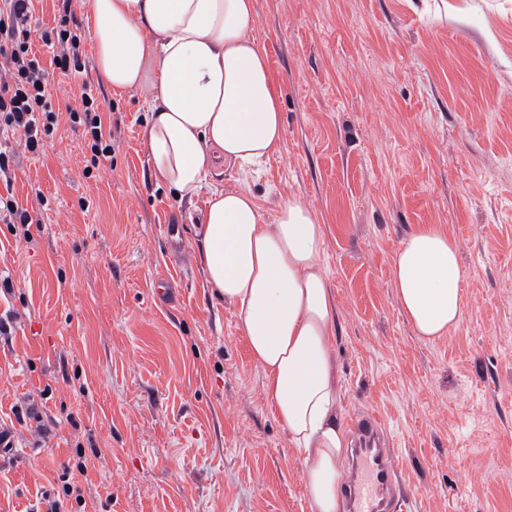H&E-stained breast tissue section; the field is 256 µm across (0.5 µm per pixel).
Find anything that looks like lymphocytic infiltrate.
Here are the masks:
<instances>
[{
  "instance_id": "f902f5d3",
  "label": "lymphocytic infiltrate",
  "mask_w": 512,
  "mask_h": 512,
  "mask_svg": "<svg viewBox=\"0 0 512 512\" xmlns=\"http://www.w3.org/2000/svg\"><path fill=\"white\" fill-rule=\"evenodd\" d=\"M73 0H58L56 27L43 30L42 42L54 52L53 62L66 74H79L86 68L83 37ZM33 0H0V222L29 224L33 217L13 195L15 151L9 140L17 135L25 151L38 154L47 137L59 124L46 90L45 70L31 49L30 34ZM102 102L90 82L81 85L80 108L68 109L71 123L84 125L92 137L91 168L112 159V133L105 130Z\"/></svg>"
}]
</instances>
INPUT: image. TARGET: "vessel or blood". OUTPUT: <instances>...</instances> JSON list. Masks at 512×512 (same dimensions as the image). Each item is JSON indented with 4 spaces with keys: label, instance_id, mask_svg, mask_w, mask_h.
<instances>
[{
    "label": "vessel or blood",
    "instance_id": "vessel-or-blood-1",
    "mask_svg": "<svg viewBox=\"0 0 512 512\" xmlns=\"http://www.w3.org/2000/svg\"><path fill=\"white\" fill-rule=\"evenodd\" d=\"M358 446L348 483L349 512H413L410 498L400 490V471L391 449L382 445L374 416L352 420Z\"/></svg>",
    "mask_w": 512,
    "mask_h": 512
}]
</instances>
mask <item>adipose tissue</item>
I'll return each mask as SVG.
<instances>
[{
  "label": "adipose tissue",
  "instance_id": "1",
  "mask_svg": "<svg viewBox=\"0 0 512 512\" xmlns=\"http://www.w3.org/2000/svg\"><path fill=\"white\" fill-rule=\"evenodd\" d=\"M99 77L144 92L148 162L177 200L207 192L200 259L209 287L234 307L266 396L306 463L314 512H340L351 442L338 408L334 303L321 265L326 231L286 200L267 222L247 188L209 186L213 171L246 172L284 138L280 90L254 37V0H86ZM463 270L454 241L423 225L399 244L393 285L416 335L458 327Z\"/></svg>",
  "mask_w": 512,
  "mask_h": 512
}]
</instances>
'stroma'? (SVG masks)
Listing matches in <instances>:
<instances>
[{"mask_svg":"<svg viewBox=\"0 0 512 512\" xmlns=\"http://www.w3.org/2000/svg\"><path fill=\"white\" fill-rule=\"evenodd\" d=\"M254 2L284 141L249 179L220 168L211 185L245 181L267 221L297 199L324 224L341 420L380 419L415 512H512V0ZM32 49L54 107L99 84L94 57L74 77ZM107 100L111 167L85 175L89 139L60 124L13 187L48 207L0 223V512L46 493L67 512H313L238 315L205 285V199L155 182L141 94ZM424 224L464 272L461 324L433 341L393 287ZM162 271L175 305L153 299ZM27 408L39 420H17Z\"/></svg>","mask_w":512,"mask_h":512,"instance_id":"obj_1","label":"stroma"}]
</instances>
